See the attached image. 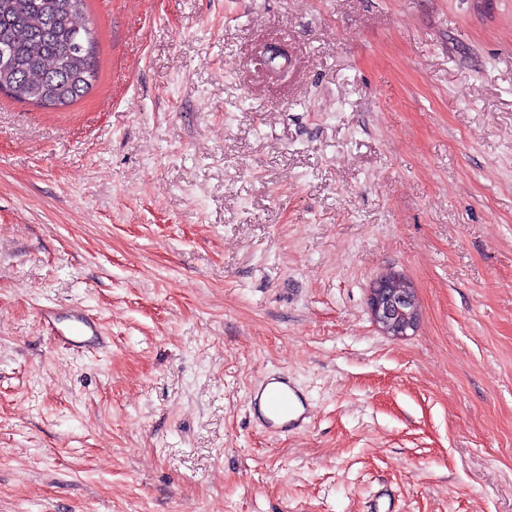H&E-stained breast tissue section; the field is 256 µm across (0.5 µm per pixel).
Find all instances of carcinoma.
<instances>
[{"mask_svg":"<svg viewBox=\"0 0 512 512\" xmlns=\"http://www.w3.org/2000/svg\"><path fill=\"white\" fill-rule=\"evenodd\" d=\"M87 0H0V93L59 108L83 97L97 78Z\"/></svg>","mask_w":512,"mask_h":512,"instance_id":"cac0c4a2","label":"carcinoma"}]
</instances>
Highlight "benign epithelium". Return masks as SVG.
<instances>
[{"label":"benign epithelium","mask_w":512,"mask_h":512,"mask_svg":"<svg viewBox=\"0 0 512 512\" xmlns=\"http://www.w3.org/2000/svg\"><path fill=\"white\" fill-rule=\"evenodd\" d=\"M256 57L270 73L282 74L288 66V45L264 43L257 48ZM368 305L373 322L387 336L402 338L417 324L414 288L399 274L379 278L369 290Z\"/></svg>","instance_id":"obj_1"}]
</instances>
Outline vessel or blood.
Listing matches in <instances>:
<instances>
[{
	"instance_id": "1",
	"label": "vessel or blood",
	"mask_w": 512,
	"mask_h": 512,
	"mask_svg": "<svg viewBox=\"0 0 512 512\" xmlns=\"http://www.w3.org/2000/svg\"><path fill=\"white\" fill-rule=\"evenodd\" d=\"M46 326L50 336L72 347L89 348L105 339L102 324L82 312L50 317ZM251 400L266 429L280 434L299 430L305 425L308 404L287 374L265 378L252 391Z\"/></svg>"
}]
</instances>
